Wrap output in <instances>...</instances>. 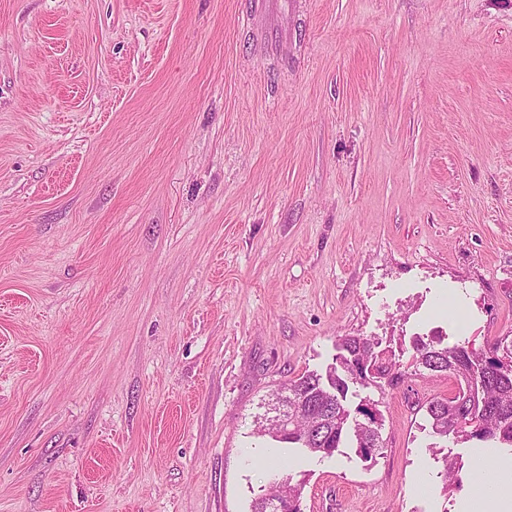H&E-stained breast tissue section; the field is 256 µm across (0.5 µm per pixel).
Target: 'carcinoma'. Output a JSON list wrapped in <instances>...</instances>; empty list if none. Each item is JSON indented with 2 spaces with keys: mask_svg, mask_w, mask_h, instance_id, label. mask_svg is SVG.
I'll list each match as a JSON object with an SVG mask.
<instances>
[{
  "mask_svg": "<svg viewBox=\"0 0 512 512\" xmlns=\"http://www.w3.org/2000/svg\"><path fill=\"white\" fill-rule=\"evenodd\" d=\"M336 356L325 373L310 371L285 385L288 396L306 398L311 408L298 416L295 437L283 443L299 455L331 458L347 446L365 461L381 447L379 431L371 428L373 415L361 406L350 407L351 388L374 386L372 375L382 370L387 385L403 378L400 355L391 342L375 336H343L336 341ZM415 370L442 373L454 379L455 392L425 405L432 433L456 445L481 442L487 448L512 449V339L494 340L485 353L456 344L448 346L434 336H416L412 341ZM304 482H292L288 474L272 479L252 500L251 512H260L269 494L296 505L302 512Z\"/></svg>",
  "mask_w": 512,
  "mask_h": 512,
  "instance_id": "1",
  "label": "carcinoma"
}]
</instances>
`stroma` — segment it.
<instances>
[{
    "instance_id": "35a3bbf8",
    "label": "stroma",
    "mask_w": 512,
    "mask_h": 512,
    "mask_svg": "<svg viewBox=\"0 0 512 512\" xmlns=\"http://www.w3.org/2000/svg\"><path fill=\"white\" fill-rule=\"evenodd\" d=\"M251 2L0 0V512H250L339 337L512 336V0H299L277 55ZM452 385L358 388L303 512L476 500Z\"/></svg>"
}]
</instances>
